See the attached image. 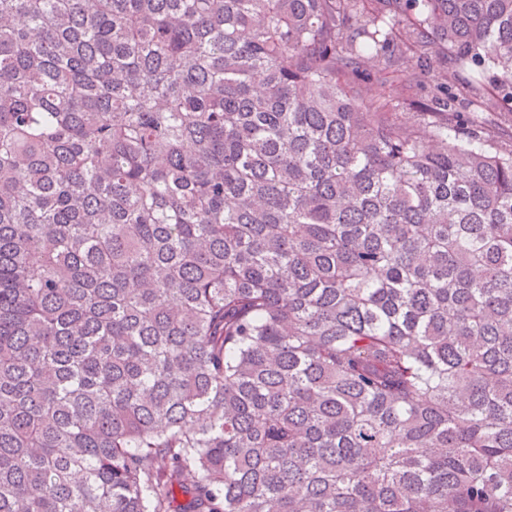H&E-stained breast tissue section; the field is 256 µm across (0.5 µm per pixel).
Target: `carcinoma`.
<instances>
[{
    "instance_id": "cac0c4a2",
    "label": "carcinoma",
    "mask_w": 512,
    "mask_h": 512,
    "mask_svg": "<svg viewBox=\"0 0 512 512\" xmlns=\"http://www.w3.org/2000/svg\"><path fill=\"white\" fill-rule=\"evenodd\" d=\"M486 81L512 0H0V512H512ZM407 76H402L400 79H393L387 82L379 81L376 76H372L371 79H364L360 82L361 86L368 91V93L376 99H393L392 103L398 105L397 112L401 113V116L408 120L414 121V113L418 112L417 108L407 106L403 104L401 99V82L407 79Z\"/></svg>"
}]
</instances>
